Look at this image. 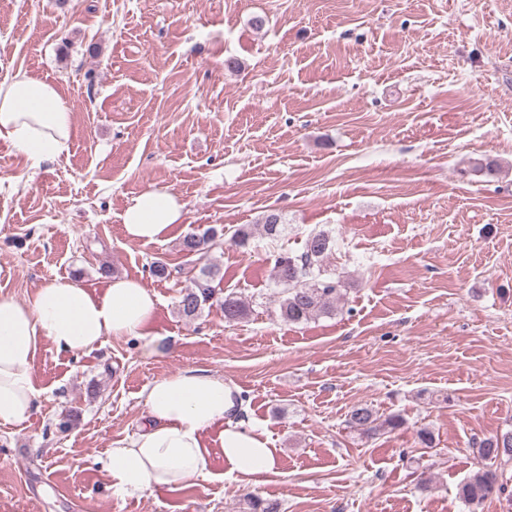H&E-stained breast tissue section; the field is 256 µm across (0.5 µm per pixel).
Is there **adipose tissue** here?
I'll return each instance as SVG.
<instances>
[{"mask_svg": "<svg viewBox=\"0 0 512 512\" xmlns=\"http://www.w3.org/2000/svg\"><path fill=\"white\" fill-rule=\"evenodd\" d=\"M72 118L54 84L17 69L0 80V140L32 164L69 148ZM180 197L168 189L140 193L123 216L125 236L149 244L164 240L183 219ZM156 298L141 280L112 278L96 293L77 280L53 281L27 302L0 294V425L27 419L39 391L33 362L42 342L78 354L99 348L105 337L149 336ZM233 384L202 369H183L154 380L142 393L146 426L112 446L106 470L113 490L140 497L162 487L195 483L206 475L202 435L219 428L228 474L256 478L274 471L275 449L244 426Z\"/></svg>", "mask_w": 512, "mask_h": 512, "instance_id": "obj_1", "label": "adipose tissue"}]
</instances>
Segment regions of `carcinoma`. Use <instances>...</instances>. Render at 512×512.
Returning <instances> with one entry per match:
<instances>
[{
    "label": "carcinoma",
    "instance_id": "obj_1",
    "mask_svg": "<svg viewBox=\"0 0 512 512\" xmlns=\"http://www.w3.org/2000/svg\"><path fill=\"white\" fill-rule=\"evenodd\" d=\"M264 236L275 240L285 227L281 216L268 213L260 224ZM218 231L209 228L201 234L191 233L184 237L182 250L188 254H200L211 247ZM336 248V240L324 232L308 235L304 250L295 255L285 250L273 254L272 273L280 288L275 313L288 323H305L321 314L336 310L343 297L341 280L333 277L324 267V259ZM220 269L211 264L199 268L192 276L191 285L184 289L178 307L182 316L194 319L206 306L219 304L224 311V320L238 322L250 313V302L234 293L218 296L214 286ZM403 420L390 416L384 420L368 405H358L348 414L347 425L362 435L400 427ZM477 456L485 461V466L474 471L459 487L462 501L472 509H478L492 496L502 491L498 483L496 465L512 462V433L482 440L475 448Z\"/></svg>",
    "mask_w": 512,
    "mask_h": 512
}]
</instances>
